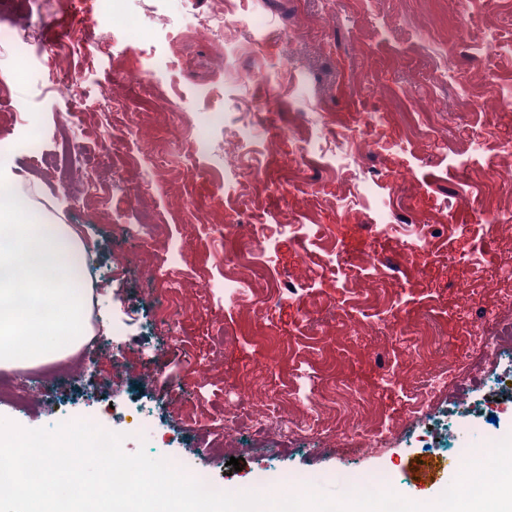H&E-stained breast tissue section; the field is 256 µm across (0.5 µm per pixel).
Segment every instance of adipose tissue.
Masks as SVG:
<instances>
[{
    "mask_svg": "<svg viewBox=\"0 0 512 512\" xmlns=\"http://www.w3.org/2000/svg\"><path fill=\"white\" fill-rule=\"evenodd\" d=\"M73 229L23 204L0 174V365L77 367L88 292L71 275Z\"/></svg>",
    "mask_w": 512,
    "mask_h": 512,
    "instance_id": "1",
    "label": "adipose tissue"
}]
</instances>
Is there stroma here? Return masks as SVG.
Returning a JSON list of instances; mask_svg holds the SVG:
<instances>
[{"label":"stroma","mask_w":512,"mask_h":512,"mask_svg":"<svg viewBox=\"0 0 512 512\" xmlns=\"http://www.w3.org/2000/svg\"><path fill=\"white\" fill-rule=\"evenodd\" d=\"M143 28L103 26L100 0H0V170L58 224L77 226L86 283H98L95 348L80 367L39 366L19 410L27 428L85 420L123 434L122 448L202 470L227 492L254 491L259 472L303 475L339 497L352 474L415 502L439 497L442 465L512 436V403L482 397L501 363L474 367L473 334L512 315V209L471 153L512 141V10L502 0H118ZM35 13L39 41L20 51L15 23ZM220 15L224 35L194 25ZM71 37L48 40L60 24ZM453 58L454 70L441 62ZM77 105L84 123L56 116ZM214 152L193 173L167 165L184 119ZM348 140L339 171L319 151L320 127ZM68 150L66 175L36 168L22 142ZM112 187L107 215L81 209L95 169ZM481 205L459 194L475 176ZM390 200L389 227L375 209ZM263 249L274 293L251 275L224 297L235 248ZM345 259L318 267L306 251ZM474 367L476 402L441 396L411 412L427 365ZM319 393V430L282 448L224 423V393L250 415L302 412L294 386ZM383 441L365 449V438ZM239 466H230V458Z\"/></svg>","instance_id":"1"}]
</instances>
